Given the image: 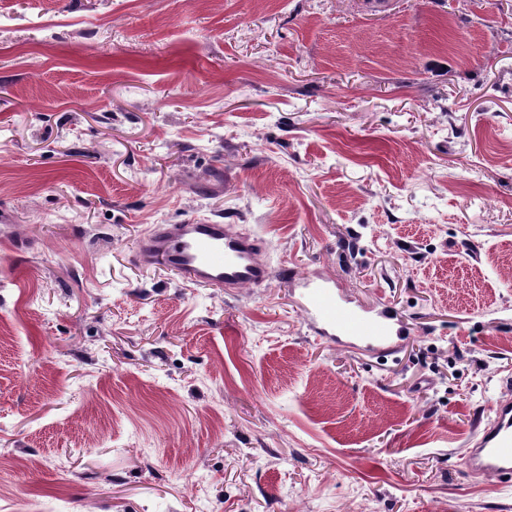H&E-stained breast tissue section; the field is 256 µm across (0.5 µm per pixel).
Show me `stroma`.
Listing matches in <instances>:
<instances>
[{"mask_svg": "<svg viewBox=\"0 0 512 512\" xmlns=\"http://www.w3.org/2000/svg\"><path fill=\"white\" fill-rule=\"evenodd\" d=\"M2 214L0 512H512V0H0ZM213 221L266 286L132 260ZM299 286L302 307L321 339L336 340L339 346L363 347L378 356L395 353L403 332L395 327L398 321L392 314L351 306L329 281L302 277ZM466 448L464 469L475 477L494 476L512 483V401L497 405L494 416L480 420Z\"/></svg>", "mask_w": 512, "mask_h": 512, "instance_id": "35a3bbf8", "label": "stroma"}]
</instances>
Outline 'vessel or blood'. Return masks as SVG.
<instances>
[{"mask_svg":"<svg viewBox=\"0 0 512 512\" xmlns=\"http://www.w3.org/2000/svg\"><path fill=\"white\" fill-rule=\"evenodd\" d=\"M257 239L223 223L157 224L138 241L134 261L160 266L189 286L232 291L261 287L272 278L271 267L259 257ZM302 307L320 338L337 345L362 347L378 356L394 354L402 334L390 313L350 305L330 282L301 278ZM464 468L476 477L494 476L512 483V401L499 403L492 418L479 421Z\"/></svg>","mask_w":512,"mask_h":512,"instance_id":"obj_1","label":"vessel or blood"}]
</instances>
